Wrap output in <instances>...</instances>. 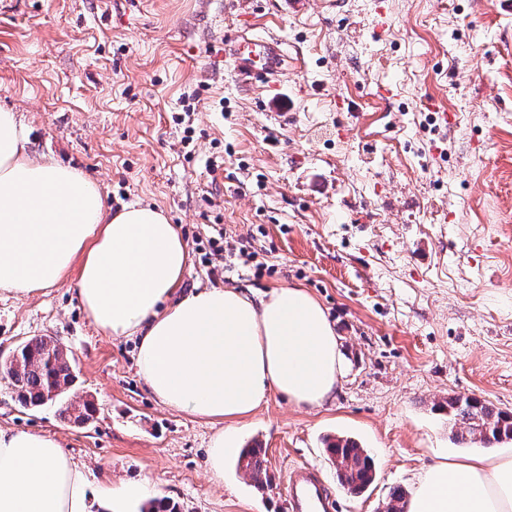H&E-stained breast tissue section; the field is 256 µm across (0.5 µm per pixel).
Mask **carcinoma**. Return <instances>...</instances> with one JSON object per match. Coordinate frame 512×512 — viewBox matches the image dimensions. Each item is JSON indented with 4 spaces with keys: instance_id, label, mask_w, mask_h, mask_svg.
Segmentation results:
<instances>
[{
    "instance_id": "carcinoma-1",
    "label": "carcinoma",
    "mask_w": 512,
    "mask_h": 512,
    "mask_svg": "<svg viewBox=\"0 0 512 512\" xmlns=\"http://www.w3.org/2000/svg\"><path fill=\"white\" fill-rule=\"evenodd\" d=\"M0 372L8 378L15 392V400L23 408H36L47 404L51 392H56L54 402L59 405V416L75 424H85L94 418L96 404L91 400L79 402L70 396L75 375L69 353L41 338L29 340L18 346L12 358L0 364ZM448 417L453 424L466 430L456 434L458 444L474 443L493 445L512 440V413L477 398L448 399ZM325 451L331 462L341 460L343 469L336 470V477L345 489L361 494L373 483L375 467L367 450L351 438L328 437ZM265 451L252 447L241 450L236 466L249 473L255 484L262 487L267 482L263 467Z\"/></svg>"
}]
</instances>
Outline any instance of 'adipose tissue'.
Wrapping results in <instances>:
<instances>
[{
  "mask_svg": "<svg viewBox=\"0 0 512 512\" xmlns=\"http://www.w3.org/2000/svg\"><path fill=\"white\" fill-rule=\"evenodd\" d=\"M14 111L0 108V290L56 285L75 256L93 324L137 339L152 396L179 412L234 421L269 392L321 405L344 356L320 301L283 286L253 298L204 288L176 298L191 263L178 227L141 205L111 214L81 172L32 156ZM84 469L56 438L0 429V512H89ZM406 512H512V455L427 467Z\"/></svg>",
  "mask_w": 512,
  "mask_h": 512,
  "instance_id": "1",
  "label": "adipose tissue"
}]
</instances>
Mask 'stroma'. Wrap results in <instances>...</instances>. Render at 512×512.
Instances as JSON below:
<instances>
[{"instance_id":"stroma-1","label":"stroma","mask_w":512,"mask_h":512,"mask_svg":"<svg viewBox=\"0 0 512 512\" xmlns=\"http://www.w3.org/2000/svg\"><path fill=\"white\" fill-rule=\"evenodd\" d=\"M322 2L0 0V107L30 152L83 171L110 211L162 209L191 253L184 292L308 288L345 360L322 405L272 392L219 423L155 400L135 341L81 307L76 271L29 295L0 290V356L59 339L77 396L98 406L77 426L21 408L0 377V428L58 438L88 473L90 512H109L107 483L149 485L178 512H286L288 471L334 480L322 439L342 434L376 466L362 494L334 486L342 512H386L428 464L485 451L454 442L440 403L512 410V0ZM241 34L280 40L283 74L241 81L224 52ZM245 242L277 273L229 267ZM256 440L261 490L236 468Z\"/></svg>"}]
</instances>
